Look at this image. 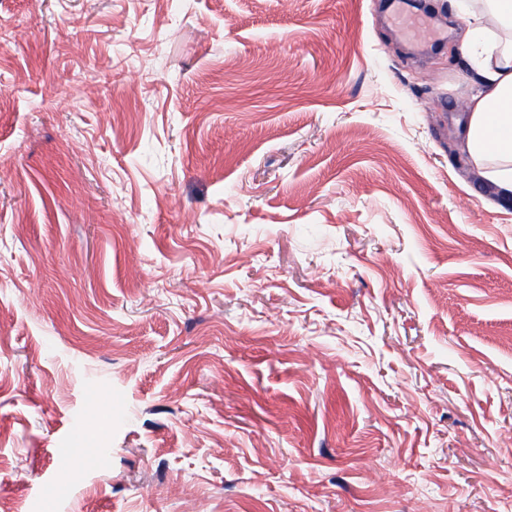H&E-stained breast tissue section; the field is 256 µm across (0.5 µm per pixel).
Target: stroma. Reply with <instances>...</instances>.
I'll return each mask as SVG.
<instances>
[{"mask_svg":"<svg viewBox=\"0 0 512 512\" xmlns=\"http://www.w3.org/2000/svg\"><path fill=\"white\" fill-rule=\"evenodd\" d=\"M476 0H0V506L512 512V196ZM460 52L483 88L468 103L466 149L496 192L512 194V0H483Z\"/></svg>","mask_w":512,"mask_h":512,"instance_id":"obj_1","label":"stroma"}]
</instances>
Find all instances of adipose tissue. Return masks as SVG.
Returning <instances> with one entry per match:
<instances>
[{
  "mask_svg": "<svg viewBox=\"0 0 512 512\" xmlns=\"http://www.w3.org/2000/svg\"><path fill=\"white\" fill-rule=\"evenodd\" d=\"M460 52L481 87L468 103L469 159L496 192L512 194V0H483Z\"/></svg>",
  "mask_w": 512,
  "mask_h": 512,
  "instance_id": "adipose-tissue-1",
  "label": "adipose tissue"
}]
</instances>
